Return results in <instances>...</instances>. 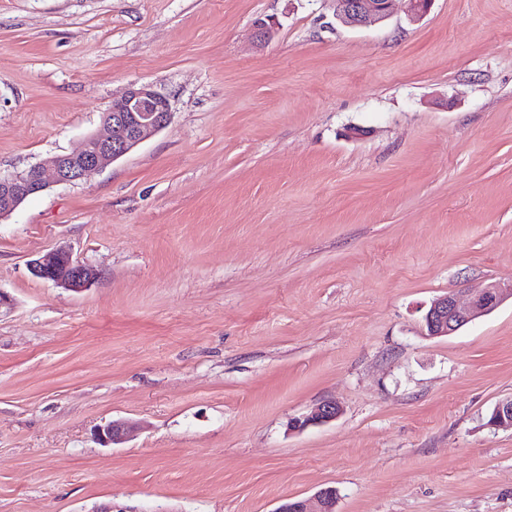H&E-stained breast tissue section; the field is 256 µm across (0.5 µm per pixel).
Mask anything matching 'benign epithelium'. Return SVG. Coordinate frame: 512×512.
I'll list each match as a JSON object with an SVG mask.
<instances>
[{"label":"benign epithelium","instance_id":"7a95c632","mask_svg":"<svg viewBox=\"0 0 512 512\" xmlns=\"http://www.w3.org/2000/svg\"><path fill=\"white\" fill-rule=\"evenodd\" d=\"M337 22L346 27H364L387 19L391 0H330ZM171 119L168 98L149 85H131L125 94L112 102L104 112V136H90L75 153L55 156L47 165L35 164L14 174H0V218L12 214L29 196L46 190L52 184H75L90 173L100 170L128 154L151 135L163 129ZM32 274L70 291L81 292L98 277L97 270L73 258L70 251L60 249L49 257L31 261ZM512 297V286L492 284L469 298L448 293L434 300L425 315L426 335L448 336L475 318L495 309L502 300ZM341 413L340 406L325 400L310 413L295 420V427L328 423ZM489 425L495 429H512V398L499 402L493 409ZM130 429L124 421H112L99 432L106 444L126 441ZM316 510L309 502L297 500L281 506L277 512H336L337 493L328 487L315 495Z\"/></svg>","mask_w":512,"mask_h":512}]
</instances>
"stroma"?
<instances>
[{"mask_svg":"<svg viewBox=\"0 0 512 512\" xmlns=\"http://www.w3.org/2000/svg\"><path fill=\"white\" fill-rule=\"evenodd\" d=\"M134 83L169 124L0 219V512H512V298L422 330L512 282V0H0V172ZM60 247L86 291L32 275ZM337 22L346 27H364L387 19L392 0H329ZM512 297V284L503 288L492 284L480 294L465 298L448 293L434 300L425 315V336H448L475 318L495 309L506 297ZM341 413L340 406L336 401L325 400L318 404L310 413L297 418L294 427L304 429L311 425H320L335 420ZM316 510H311L307 500H297L281 506L277 512H336L337 493L334 488L321 489L315 495Z\"/></svg>","mask_w":512,"mask_h":512,"instance_id":"stroma-1","label":"stroma"}]
</instances>
